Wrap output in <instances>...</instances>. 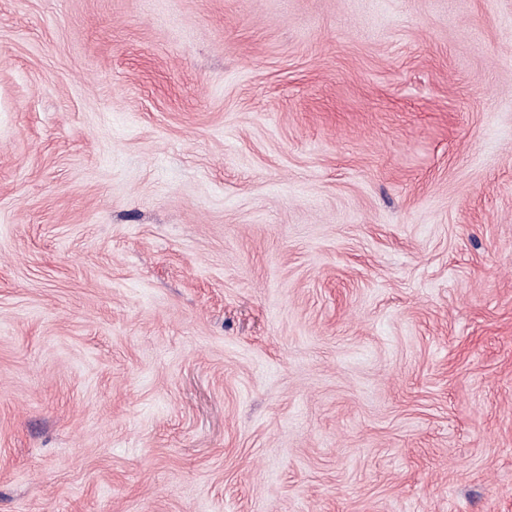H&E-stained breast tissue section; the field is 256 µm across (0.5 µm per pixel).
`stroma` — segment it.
Returning <instances> with one entry per match:
<instances>
[{
  "mask_svg": "<svg viewBox=\"0 0 512 512\" xmlns=\"http://www.w3.org/2000/svg\"><path fill=\"white\" fill-rule=\"evenodd\" d=\"M0 512H512V0H0Z\"/></svg>",
  "mask_w": 512,
  "mask_h": 512,
  "instance_id": "1",
  "label": "stroma"
}]
</instances>
